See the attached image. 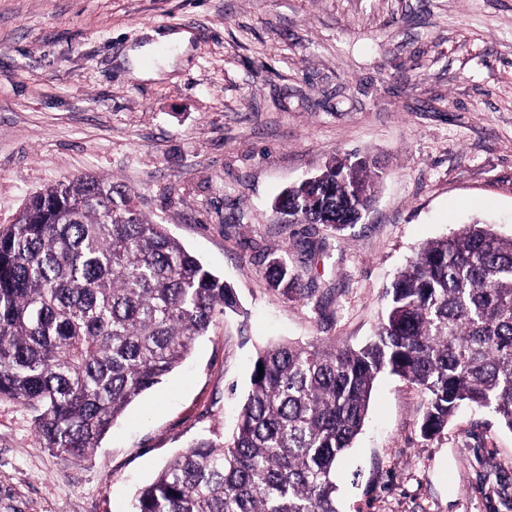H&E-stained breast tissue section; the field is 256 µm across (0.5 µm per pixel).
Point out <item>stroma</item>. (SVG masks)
<instances>
[{
  "label": "stroma",
  "instance_id": "1",
  "mask_svg": "<svg viewBox=\"0 0 512 512\" xmlns=\"http://www.w3.org/2000/svg\"><path fill=\"white\" fill-rule=\"evenodd\" d=\"M148 28L192 34L168 77L121 59ZM383 167L343 231L273 206L333 158ZM111 180L236 291L185 364L80 458L0 398V512H129L195 439L230 438L267 344L372 336L427 241L512 235V0H0V231L33 194ZM304 296L269 287L270 254ZM426 396L385 374L336 466L340 512H512V431L484 409L420 431Z\"/></svg>",
  "mask_w": 512,
  "mask_h": 512
}]
</instances>
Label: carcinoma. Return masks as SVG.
<instances>
[{"mask_svg": "<svg viewBox=\"0 0 512 512\" xmlns=\"http://www.w3.org/2000/svg\"><path fill=\"white\" fill-rule=\"evenodd\" d=\"M364 158L328 163L276 198L297 223L343 230L375 197ZM269 286L301 294L280 256ZM358 349L314 342L259 352L236 433L200 438L140 488L132 512H339L335 470L362 430L379 375L427 397L421 432L462 406L512 430V237L481 222L421 246L385 291ZM233 289L112 181L84 175L31 197L0 232V398L38 412L45 447L66 460L191 353Z\"/></svg>", "mask_w": 512, "mask_h": 512, "instance_id": "obj_1", "label": "carcinoma"}]
</instances>
